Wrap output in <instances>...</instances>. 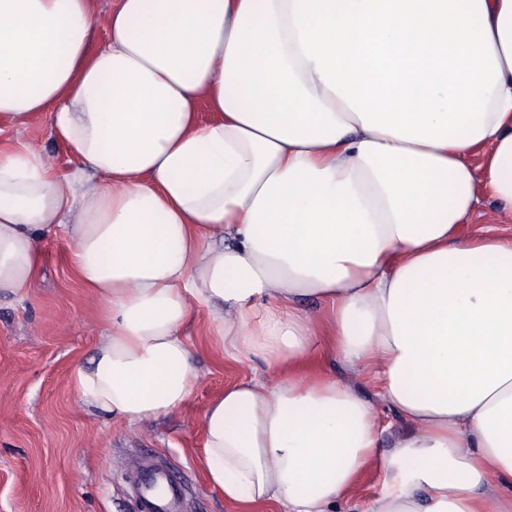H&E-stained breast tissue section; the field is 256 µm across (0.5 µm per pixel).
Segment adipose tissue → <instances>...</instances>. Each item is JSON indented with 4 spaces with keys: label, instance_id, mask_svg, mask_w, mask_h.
Wrapping results in <instances>:
<instances>
[{
    "label": "adipose tissue",
    "instance_id": "adipose-tissue-1",
    "mask_svg": "<svg viewBox=\"0 0 512 512\" xmlns=\"http://www.w3.org/2000/svg\"><path fill=\"white\" fill-rule=\"evenodd\" d=\"M0 0V291L64 234L106 332L69 384L128 425L184 407L209 316L225 385L202 462L225 502L512 512V0ZM46 117L71 165L24 134ZM318 298L322 316L302 312ZM372 378L412 425L379 449ZM499 206L492 199L485 200L473 219V224L464 225V234L477 235L490 231L504 236H512V224H496ZM323 367L329 374L335 376L336 380L352 383L358 389L363 398L373 404L382 425H386L387 423L392 424L391 429H388L381 434L380 448H382L383 451L391 450L396 438L411 432L412 427L407 422L398 418L387 404L380 401L376 394L375 387L368 378L352 376L347 368L337 360H327ZM384 473L376 467L364 471L345 501L339 504L340 512L363 511L367 503L384 488Z\"/></svg>",
    "mask_w": 512,
    "mask_h": 512
}]
</instances>
